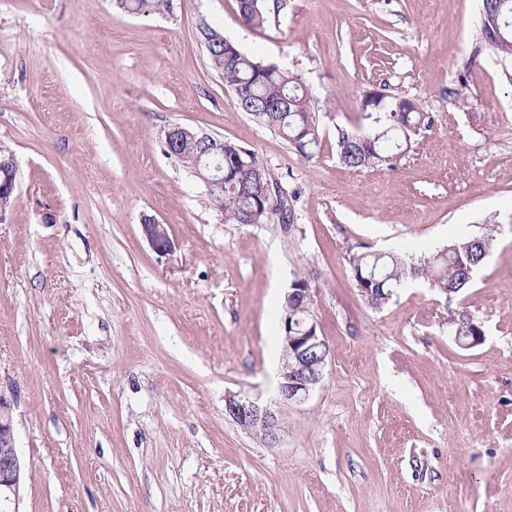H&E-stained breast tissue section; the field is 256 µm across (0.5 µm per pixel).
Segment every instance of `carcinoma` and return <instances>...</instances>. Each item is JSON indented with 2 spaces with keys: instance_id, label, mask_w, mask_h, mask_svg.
I'll use <instances>...</instances> for the list:
<instances>
[{
  "instance_id": "obj_1",
  "label": "carcinoma",
  "mask_w": 512,
  "mask_h": 512,
  "mask_svg": "<svg viewBox=\"0 0 512 512\" xmlns=\"http://www.w3.org/2000/svg\"><path fill=\"white\" fill-rule=\"evenodd\" d=\"M242 22L250 28H262L268 20L264 0H237ZM170 0H121L131 13L147 6L157 10L169 7ZM502 21V39H488L485 18L489 13ZM199 34L206 44L210 66L224 79L242 111L263 110L262 125L280 136L288 145L307 158L320 147V111L323 106L313 100L300 75L274 63L243 52L234 42L217 36V31L205 20L199 24ZM478 38L481 47L501 62L512 61V0H482ZM371 120L367 130L352 131L336 127V143L340 161L353 169L393 168L396 160L412 147V140L421 131L430 129L432 120L427 113L405 97L391 101L379 99L368 104ZM196 148L183 141L166 146V153L193 168ZM276 183L269 169L257 155L230 141L224 142V186L222 192H209L224 212L229 224L252 223L257 212L258 223L269 224L275 217L264 213L261 186ZM493 235H474L448 244L419 264L409 263L392 253H360L350 258L352 276L357 288H369L361 293L368 305L380 308L406 282L423 278L443 296H456L470 288L472 275L468 270L483 265L491 253ZM455 335L464 342L484 335L481 323L472 318L463 320Z\"/></svg>"
}]
</instances>
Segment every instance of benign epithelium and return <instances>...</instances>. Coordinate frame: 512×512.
<instances>
[{"label": "benign epithelium", "instance_id": "1", "mask_svg": "<svg viewBox=\"0 0 512 512\" xmlns=\"http://www.w3.org/2000/svg\"><path fill=\"white\" fill-rule=\"evenodd\" d=\"M168 137L179 141L192 137L203 144L196 155L198 175L213 189L224 184V140L193 128L176 124L168 132ZM16 165L12 157L0 156V214L15 202ZM144 234L152 248L160 254L173 251L174 243L164 225L150 220L142 225ZM310 302V289L292 288L285 295L284 308L297 305L306 309ZM300 321L288 318L281 320V330L285 332L283 357L292 359L294 366L286 371L283 364L277 386V400L264 403L258 398L229 395L225 398V412L244 428L255 432L270 446L281 440L284 425L280 406L306 402L322 384L328 365L329 346L318 333L315 318L306 322L302 332L295 330ZM25 463L15 446L10 404L0 395V512H20V484Z\"/></svg>", "mask_w": 512, "mask_h": 512}]
</instances>
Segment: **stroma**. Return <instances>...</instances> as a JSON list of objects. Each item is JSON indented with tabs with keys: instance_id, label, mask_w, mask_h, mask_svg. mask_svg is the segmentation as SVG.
Here are the masks:
<instances>
[{
	"instance_id": "1",
	"label": "stroma",
	"mask_w": 512,
	"mask_h": 512,
	"mask_svg": "<svg viewBox=\"0 0 512 512\" xmlns=\"http://www.w3.org/2000/svg\"><path fill=\"white\" fill-rule=\"evenodd\" d=\"M0 0V395L26 464L21 512H512V84L481 0ZM334 106L308 159L238 109L198 24ZM433 118L394 168L352 170L337 127L363 96ZM192 127L254 151L290 224H228L165 152ZM164 224L173 253L146 240ZM500 231L468 291L416 281L367 305L350 258L413 259ZM306 278L330 347L320 388L268 446L224 412L275 398L280 321ZM479 321L465 348L460 319ZM242 22L250 28H262L268 20L264 0H237ZM15 174L13 158L0 155V216L15 202Z\"/></svg>"
}]
</instances>
